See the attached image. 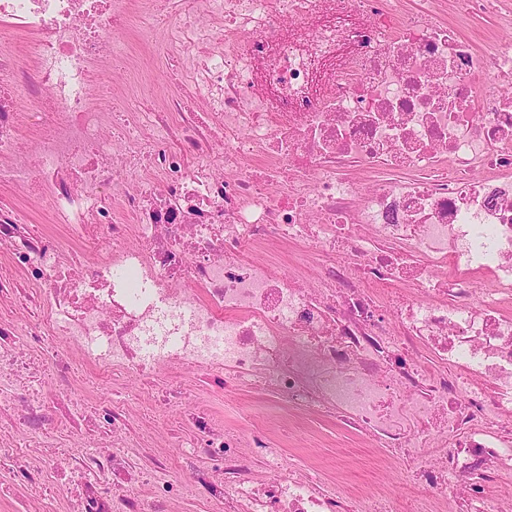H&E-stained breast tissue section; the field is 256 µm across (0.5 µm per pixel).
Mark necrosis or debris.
Returning a JSON list of instances; mask_svg holds the SVG:
<instances>
[{"mask_svg":"<svg viewBox=\"0 0 512 512\" xmlns=\"http://www.w3.org/2000/svg\"><path fill=\"white\" fill-rule=\"evenodd\" d=\"M432 2L0 0V512H512V38ZM133 31L155 108L98 79ZM259 401L417 496L292 467ZM137 49V62L140 71V92L147 100L163 96L167 90L176 88L170 72V65L157 51L147 48Z\"/></svg>","mask_w":512,"mask_h":512,"instance_id":"1","label":"necrosis or debris"}]
</instances>
